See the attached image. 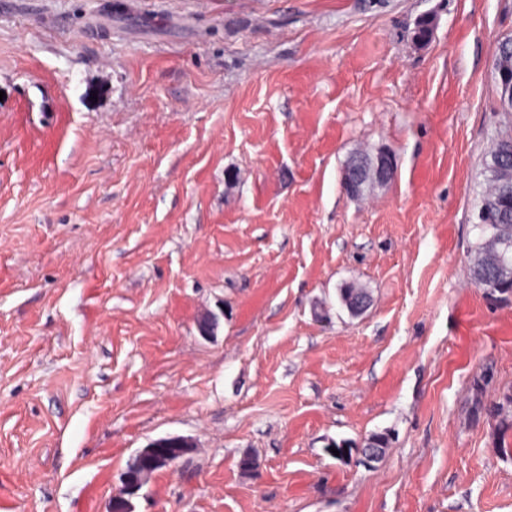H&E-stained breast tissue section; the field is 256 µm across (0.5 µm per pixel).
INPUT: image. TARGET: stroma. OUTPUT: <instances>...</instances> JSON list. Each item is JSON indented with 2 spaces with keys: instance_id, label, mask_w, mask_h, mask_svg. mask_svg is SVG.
Listing matches in <instances>:
<instances>
[{
  "instance_id": "35a3bbf8",
  "label": "stroma",
  "mask_w": 512,
  "mask_h": 512,
  "mask_svg": "<svg viewBox=\"0 0 512 512\" xmlns=\"http://www.w3.org/2000/svg\"><path fill=\"white\" fill-rule=\"evenodd\" d=\"M511 32L512 0H0V512H109L170 436L135 512H512V295L470 274ZM360 150L396 169L354 198ZM496 70L504 78H512V35L504 36L498 44L497 53L494 59ZM356 154L359 153L351 155L347 160L346 165ZM394 169V158L391 154L384 151L377 153L376 163L373 167L374 174L370 172V167L365 161V158H353L347 169L344 191L351 196H357L360 185L363 184L368 177H372L376 185H385L391 180L394 174ZM372 436L377 438V446L375 441L371 438H367L354 446V448H358V455L365 464H371L377 461L382 456L380 448H385V452L388 446L389 439L386 434L377 433ZM181 446L184 447L185 453H188L192 448L193 444L191 440L188 438L178 436ZM165 438L159 439L155 442H153L149 447L143 448L142 450L138 451L137 454L132 458V460L129 463V468H135L139 465L140 461L146 457H154L155 461L151 458L144 461L142 464L140 470L137 472L136 478L139 480H143L146 476H151L153 473L160 471L164 468H166V465H169L170 463H173L174 460L169 458H175L176 460H179L184 457V455L181 453L179 448H182L179 446L176 440L170 441L166 447L167 449H162V452L166 453L169 457L165 456H156V447L160 446L165 442ZM162 465L161 467L157 466ZM127 467V469H128ZM149 480V479H148ZM142 481V483L138 487H133L128 483L127 476L125 472L122 475V487L119 490V493L114 496L115 497H125L128 496L125 500L126 503V511L127 512H134L133 510V504L131 502L132 497L138 494V492L141 490V488L144 486V484L148 481Z\"/></svg>"
}]
</instances>
